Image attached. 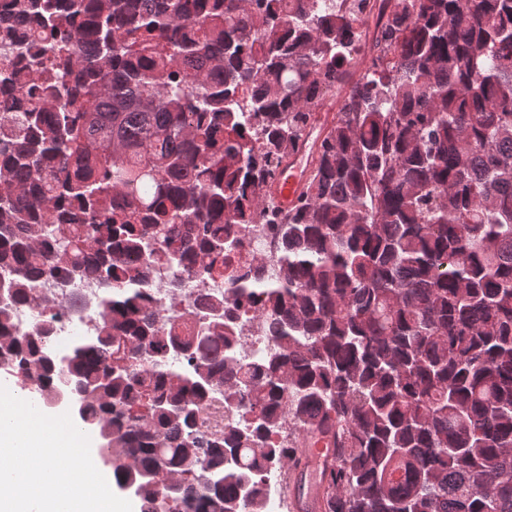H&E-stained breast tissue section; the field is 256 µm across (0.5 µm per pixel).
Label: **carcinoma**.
<instances>
[{
    "label": "carcinoma",
    "instance_id": "obj_1",
    "mask_svg": "<svg viewBox=\"0 0 512 512\" xmlns=\"http://www.w3.org/2000/svg\"><path fill=\"white\" fill-rule=\"evenodd\" d=\"M259 224L270 267L224 268ZM160 272L224 294L163 315ZM73 277L94 335L17 330ZM0 288V370L140 512H265L284 414L323 512H512V0H0ZM310 157L305 149H300L290 157H287L281 167V173L275 183V194L284 205L292 203L302 187ZM237 347L244 356H256L273 348L271 340L264 335L261 320L253 310L240 313L236 321Z\"/></svg>",
    "mask_w": 512,
    "mask_h": 512
}]
</instances>
